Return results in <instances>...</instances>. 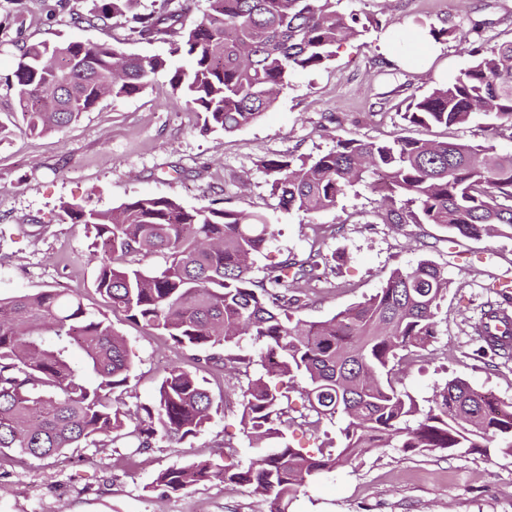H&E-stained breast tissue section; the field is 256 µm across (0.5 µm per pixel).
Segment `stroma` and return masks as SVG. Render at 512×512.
<instances>
[{
    "instance_id": "1",
    "label": "stroma",
    "mask_w": 512,
    "mask_h": 512,
    "mask_svg": "<svg viewBox=\"0 0 512 512\" xmlns=\"http://www.w3.org/2000/svg\"><path fill=\"white\" fill-rule=\"evenodd\" d=\"M24 34L52 44L113 39L124 51L168 56L163 41L126 40L127 19L111 31L75 27L53 13L55 0H27ZM368 30L342 43L325 65L294 73L271 108L231 133L200 134L198 117L158 74L141 93L103 99L70 125L34 135L21 126L7 79L19 50L14 30L0 33V121L15 130L0 141V297L44 288H78L91 310L103 307L88 260L83 225L64 220L60 205L78 203L109 210L142 196L165 197L182 206L212 201L263 216L274 236L253 258L250 276L263 280L286 257L306 258L311 249L340 254L326 282L314 283L299 318L318 322L363 301L382 287L390 270L426 258L450 281L437 314L438 334L427 347L410 349L398 379L417 402L434 386L458 378L512 402V354L481 353L473 330L482 311L498 302L512 281V238L450 237L433 224H376L379 198L358 186L341 207L306 215L282 209L262 167L284 153L314 157L337 139L388 140L403 131L436 141L492 144L512 153V138L492 135L491 120L477 115L463 126L421 129L403 118L410 96L429 93L468 67L457 34L472 46L512 41V0H342ZM448 37L416 43L422 28ZM112 325L135 354L125 386L114 397L126 410L152 404L172 367L196 370L190 351L153 331L116 317ZM215 399L213 420L181 443L136 447L127 438L87 442L59 460L0 455V512H267L245 485L219 481L182 493L154 489L157 474L175 463L222 455L248 464L255 451L240 425L238 394L246 378L215 371L207 376ZM288 440L309 453L337 445L341 420L309 428V412L297 392L285 406ZM290 512H512V455L490 457L446 451L376 448L299 488Z\"/></svg>"
}]
</instances>
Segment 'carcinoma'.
Segmentation results:
<instances>
[{
  "label": "carcinoma",
  "instance_id": "cac0c4a2",
  "mask_svg": "<svg viewBox=\"0 0 512 512\" xmlns=\"http://www.w3.org/2000/svg\"><path fill=\"white\" fill-rule=\"evenodd\" d=\"M69 2L57 0L56 7L71 24L105 31L137 4L103 0L83 14ZM340 2L209 0L203 17L188 25L183 6L164 0L157 10L133 14L127 34L140 42L167 39L164 58L128 54L109 41L29 44L23 0H13L17 111L27 130L51 132L103 96L138 94L166 72L173 91L197 113L201 131H235L273 105L291 73L326 64L337 44L367 31L359 17L339 10ZM468 53L471 64L452 82L412 99L404 113L408 124L465 125L481 113L496 120L495 133L512 132V41ZM262 167L271 194L288 211L334 209L363 184L381 194L375 217L382 224L512 237V154L492 144L402 134L386 142L338 138L315 158L285 153ZM61 210L92 238L94 289L112 314L159 332L178 348L203 352L194 360L226 375L240 373L242 364L261 368L240 387L241 424L256 457L246 466L213 460L171 465L155 486L187 492L201 482L228 481L252 487L268 512H289L298 488L374 448L512 453V403L453 379L435 387L422 410L395 384L399 352L422 349L437 336V311L450 281L433 261L396 267L375 294L329 319L307 322L295 313L308 294L288 281L312 278L336 254L317 249L302 261L287 258L264 280H253L251 260L273 236L259 215L214 203L187 209L157 197L108 211L71 203ZM154 254L163 255L164 268L143 269ZM246 335L261 343L256 357L226 352ZM132 359L108 315L89 311L76 288L0 298V453L47 459L114 434L147 448L194 437L211 422L210 391L178 366L162 380L154 402L130 421L112 395L127 383ZM297 378L317 420L344 421L336 452L314 457L288 442L283 398L287 382Z\"/></svg>",
  "mask_w": 512,
  "mask_h": 512
}]
</instances>
